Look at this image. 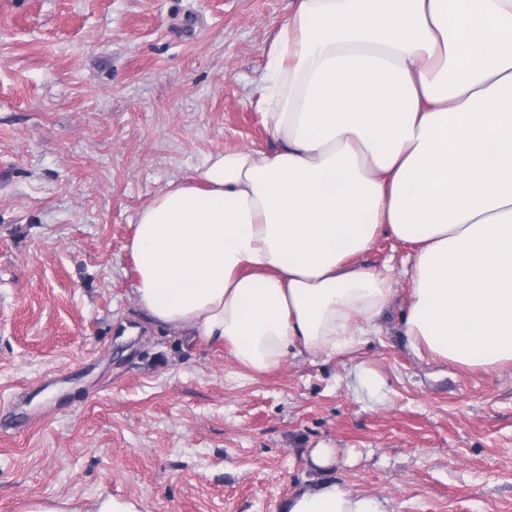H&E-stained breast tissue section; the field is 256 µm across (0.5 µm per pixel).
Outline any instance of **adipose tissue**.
Here are the masks:
<instances>
[{
    "instance_id": "adipose-tissue-1",
    "label": "adipose tissue",
    "mask_w": 512,
    "mask_h": 512,
    "mask_svg": "<svg viewBox=\"0 0 512 512\" xmlns=\"http://www.w3.org/2000/svg\"><path fill=\"white\" fill-rule=\"evenodd\" d=\"M258 103L273 152L208 154L136 215L149 322L265 373L332 358L394 301L361 264L410 244L404 332L437 362L512 365V0H297ZM287 512H386L333 481Z\"/></svg>"
}]
</instances>
